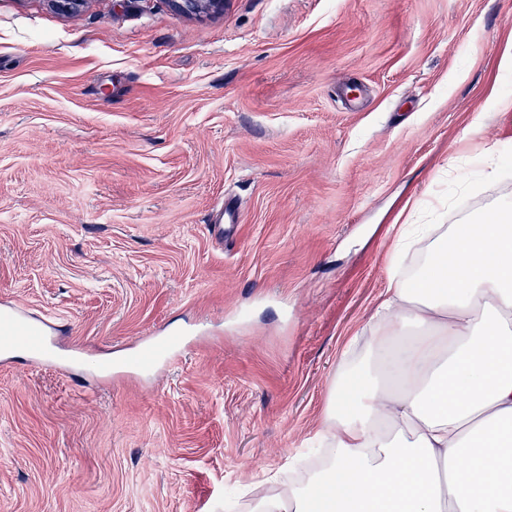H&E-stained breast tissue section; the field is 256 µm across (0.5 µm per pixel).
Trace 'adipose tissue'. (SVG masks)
<instances>
[{
  "label": "adipose tissue",
  "mask_w": 512,
  "mask_h": 512,
  "mask_svg": "<svg viewBox=\"0 0 512 512\" xmlns=\"http://www.w3.org/2000/svg\"><path fill=\"white\" fill-rule=\"evenodd\" d=\"M512 204L399 230L366 346L329 389L330 452L253 512H512Z\"/></svg>",
  "instance_id": "1"
}]
</instances>
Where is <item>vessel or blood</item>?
Returning <instances> with one entry per match:
<instances>
[{
	"mask_svg": "<svg viewBox=\"0 0 512 512\" xmlns=\"http://www.w3.org/2000/svg\"><path fill=\"white\" fill-rule=\"evenodd\" d=\"M181 344L164 336L146 341L133 363L145 370H154L178 355ZM24 351L37 361L60 363L61 353L56 350L44 324L13 305L0 307V356L9 357L15 351Z\"/></svg>",
	"mask_w": 512,
	"mask_h": 512,
	"instance_id": "vessel-or-blood-1",
	"label": "vessel or blood"
}]
</instances>
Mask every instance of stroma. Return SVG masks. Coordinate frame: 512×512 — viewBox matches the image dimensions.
<instances>
[{
  "label": "stroma",
  "mask_w": 512,
  "mask_h": 512,
  "mask_svg": "<svg viewBox=\"0 0 512 512\" xmlns=\"http://www.w3.org/2000/svg\"><path fill=\"white\" fill-rule=\"evenodd\" d=\"M512 0H0V302L104 371L0 360V512H251L291 483L394 219L512 200ZM240 223L221 222L225 197ZM171 332L151 375L124 362Z\"/></svg>",
  "instance_id": "35a3bbf8"
}]
</instances>
